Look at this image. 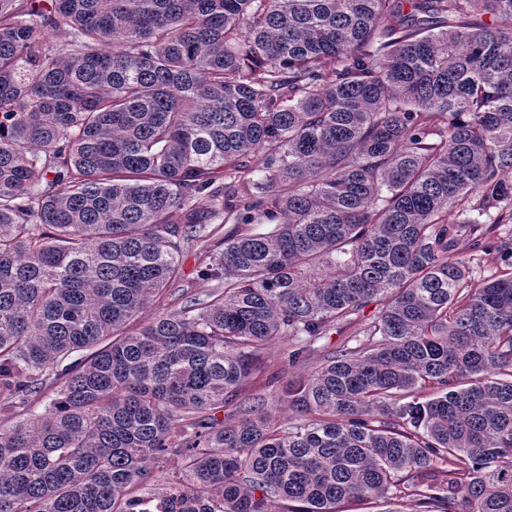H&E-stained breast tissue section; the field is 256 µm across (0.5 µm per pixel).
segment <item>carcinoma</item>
<instances>
[{
  "instance_id": "1",
  "label": "carcinoma",
  "mask_w": 512,
  "mask_h": 512,
  "mask_svg": "<svg viewBox=\"0 0 512 512\" xmlns=\"http://www.w3.org/2000/svg\"><path fill=\"white\" fill-rule=\"evenodd\" d=\"M220 219L216 287L127 331ZM510 223L512 0H0V512H512ZM372 302L296 423L217 417ZM471 267L475 279L488 277L495 273L497 274L501 268H504L501 262V256L494 248H488L487 251L480 253L478 260H474ZM181 476V459L176 456H166L151 464L150 473L142 484L139 495L146 498L155 497L165 492L170 483Z\"/></svg>"
}]
</instances>
